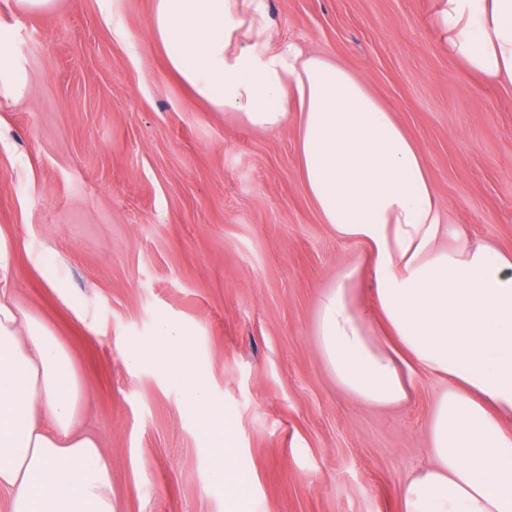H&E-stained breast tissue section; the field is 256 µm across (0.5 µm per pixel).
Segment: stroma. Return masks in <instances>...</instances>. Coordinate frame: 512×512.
<instances>
[{
  "mask_svg": "<svg viewBox=\"0 0 512 512\" xmlns=\"http://www.w3.org/2000/svg\"><path fill=\"white\" fill-rule=\"evenodd\" d=\"M155 0H0L26 76L0 96V233L20 308L69 350L82 431L112 459L118 512H225L212 440L151 348L167 319L192 339L234 425L246 512H401L430 462L447 379L408 403L337 386L314 334L320 294L361 255L323 224L296 128H246L197 99L150 34ZM442 0H267L280 39L363 76L421 148L445 220L512 251V93L448 55Z\"/></svg>",
  "mask_w": 512,
  "mask_h": 512,
  "instance_id": "stroma-1",
  "label": "stroma"
}]
</instances>
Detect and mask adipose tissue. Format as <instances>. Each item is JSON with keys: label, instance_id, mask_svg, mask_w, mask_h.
I'll return each instance as SVG.
<instances>
[{"label": "adipose tissue", "instance_id": "1", "mask_svg": "<svg viewBox=\"0 0 512 512\" xmlns=\"http://www.w3.org/2000/svg\"><path fill=\"white\" fill-rule=\"evenodd\" d=\"M448 53L512 90V0H443ZM151 33L200 99L256 130L297 120L300 172L323 223L363 244L321 296L315 334L337 384L367 405L407 402L417 373L447 379L427 435L431 463L401 488L402 512H512V252L445 223L418 145L351 69L278 40L266 0H155ZM0 235V489L8 512H116L112 462L79 433L84 390L66 346L15 303ZM375 316L359 306L361 265ZM152 354L185 380L213 437L209 473L228 512L243 480L224 455V417L190 375L193 345L159 320Z\"/></svg>", "mask_w": 512, "mask_h": 512}]
</instances>
